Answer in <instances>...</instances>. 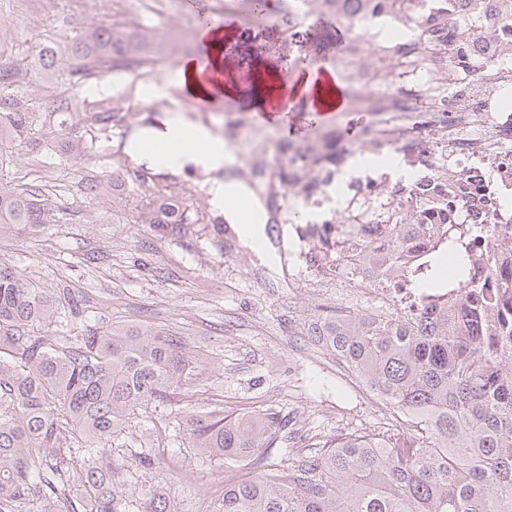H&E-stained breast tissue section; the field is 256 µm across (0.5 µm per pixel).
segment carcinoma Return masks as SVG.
I'll return each instance as SVG.
<instances>
[{
    "label": "carcinoma",
    "instance_id": "obj_1",
    "mask_svg": "<svg viewBox=\"0 0 512 512\" xmlns=\"http://www.w3.org/2000/svg\"><path fill=\"white\" fill-rule=\"evenodd\" d=\"M227 0L225 12L248 27L269 16L280 47L295 39L302 14L329 21L328 44L341 43L331 59L344 112L369 116L360 141L379 156L390 148L412 167L408 184L388 189L370 181L347 193L352 217L331 210L322 220L341 231L329 236L317 224L309 262L352 280L387 262L397 274L386 286L419 288L423 319L411 324L379 311L351 313L337 307L315 316L308 335L376 391L405 412L410 427L394 421L380 431L338 435L283 469L269 468L271 449L285 439L286 417L273 410L228 416L220 411L186 416L188 447L254 474L224 487L213 512H512V358L493 350L489 336L508 331L476 313L456 317L458 291L470 282L477 256L469 242L487 233L448 226L458 197L475 190L480 171L452 178L458 157L496 149L497 140L460 134L483 126L478 102L512 92V35L488 39L475 50L477 18L462 0ZM395 15L405 29L398 39L376 32L370 50L380 67L363 70L350 36L349 14ZM452 56H447L448 44ZM57 41L19 62L0 63V152L34 148L48 138L41 104L19 94L21 86L57 80ZM72 60L71 92L83 82L108 78L114 68L143 61L142 34L117 20H103L65 46ZM312 132L301 143L280 140L283 163L270 178L257 166L269 210L288 192L320 202L344 166L339 134L311 115ZM405 197L385 225L386 250L361 242L356 262L346 259L349 233L358 236L388 197ZM54 210L32 190L0 182V232L13 224L54 222ZM185 202L155 195L144 224H169L180 232L197 224ZM66 310L81 335L61 347L37 328ZM185 340L154 327H110L90 322L72 293L34 287L0 265V512H123L112 437L135 411L167 397L187 370ZM141 512H173L164 486L150 492Z\"/></svg>",
    "mask_w": 512,
    "mask_h": 512
}]
</instances>
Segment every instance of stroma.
Listing matches in <instances>:
<instances>
[{"label":"stroma","instance_id":"1","mask_svg":"<svg viewBox=\"0 0 512 512\" xmlns=\"http://www.w3.org/2000/svg\"><path fill=\"white\" fill-rule=\"evenodd\" d=\"M151 3L166 13L157 33L158 53L165 59V80L157 94L172 102V111L152 112L142 105L125 122H92L87 113L112 100L114 92L111 79L91 80L77 111L51 115L55 139L32 151L1 156L0 178L40 192L56 220L1 232L0 264L12 266L35 287L83 296L87 313L100 326H150L185 338L186 374L170 387L168 400L137 410L130 426L113 437L112 456L129 460L148 448L156 458L155 469L122 472L128 512H138L147 490L161 481L175 512H211L224 495L225 479L246 477L250 469L227 468L189 448L185 413L281 410L290 419L288 446L273 449L269 459L279 468L319 440L384 426L392 410L360 396L335 357L308 338V321L337 301L335 295L313 290L321 275L306 261L309 242L299 225L286 221L288 202H281L276 213L281 220L277 238L225 237L219 231L224 212L211 205L208 193L224 172L189 163L174 173L193 187L190 204L204 215V223L188 225L182 234L142 223L162 168L132 158L127 151L131 140L161 129L173 116L217 136L233 123L250 134L239 151L255 159L263 147L290 135L288 125L257 121L250 112L190 108L178 93V65L191 59L196 30L184 26L185 10H169L167 0ZM11 4L0 0V62L34 55L51 31L58 41L69 40L102 16L134 28L148 25L145 19L127 17L120 0H100L89 17L62 0H49L37 23L17 26ZM63 140L80 141L87 150L63 153ZM92 176L114 181V189L85 194L81 181ZM171 471L182 472V480L166 482Z\"/></svg>","mask_w":512,"mask_h":512}]
</instances>
